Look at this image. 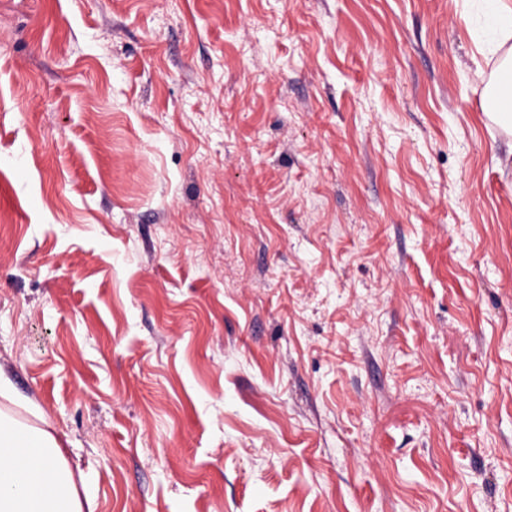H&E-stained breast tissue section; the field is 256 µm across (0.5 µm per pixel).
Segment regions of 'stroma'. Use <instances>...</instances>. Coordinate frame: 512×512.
<instances>
[{
  "label": "stroma",
  "instance_id": "obj_1",
  "mask_svg": "<svg viewBox=\"0 0 512 512\" xmlns=\"http://www.w3.org/2000/svg\"><path fill=\"white\" fill-rule=\"evenodd\" d=\"M473 0H0V369L96 512H512V132Z\"/></svg>",
  "mask_w": 512,
  "mask_h": 512
}]
</instances>
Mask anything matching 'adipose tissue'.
Returning <instances> with one entry per match:
<instances>
[{
  "label": "adipose tissue",
  "mask_w": 512,
  "mask_h": 512,
  "mask_svg": "<svg viewBox=\"0 0 512 512\" xmlns=\"http://www.w3.org/2000/svg\"><path fill=\"white\" fill-rule=\"evenodd\" d=\"M489 50L501 60L491 72L484 109L512 128V0H492L486 17ZM0 512H95L91 497H80L59 439L48 429L19 420L10 378L0 371Z\"/></svg>",
  "instance_id": "ef3b65f1"
}]
</instances>
